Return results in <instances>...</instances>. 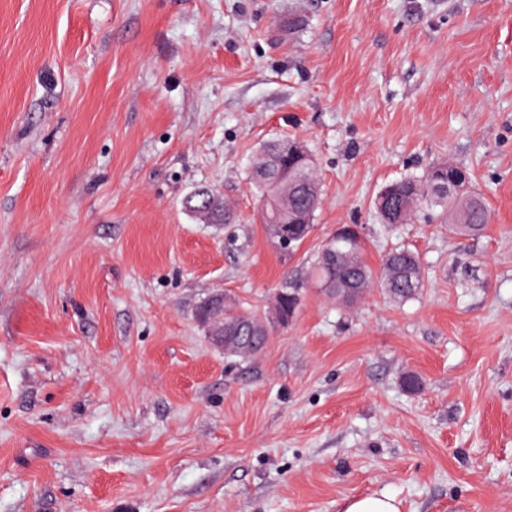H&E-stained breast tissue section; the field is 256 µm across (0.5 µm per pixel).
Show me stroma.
<instances>
[{"instance_id": "obj_1", "label": "stroma", "mask_w": 512, "mask_h": 512, "mask_svg": "<svg viewBox=\"0 0 512 512\" xmlns=\"http://www.w3.org/2000/svg\"><path fill=\"white\" fill-rule=\"evenodd\" d=\"M322 200L265 231L259 148ZM466 167L490 220L381 223L387 184ZM205 186L237 218L205 224ZM423 288L353 308L309 278L337 228ZM292 321L226 356L222 289ZM417 376L419 391L403 389ZM512 512V0H0V512ZM291 140L292 139L285 137L273 141L264 147L256 159L254 165L252 166L250 183L259 201V214L263 221L265 230H267V227L270 226V223L266 219V215H272L273 206L275 205L278 210L283 212L285 216V222L288 223L286 224L288 230V241L281 242L279 238L275 236H271V238L276 239L281 245L285 247L288 246L297 248L306 240V237L313 229L314 225L312 223L314 220L315 211L319 208L317 201L318 195L321 193V191L319 182V190L316 194H313L306 187L299 183L293 185L289 184L288 200H286V198L284 199L285 192L282 191V199L278 195V188L274 185V183L268 182L280 173L278 160L279 151L277 144H281L284 147L288 145V154H284L281 157L280 164L282 167H286L288 163V168H290L292 172H297L304 169L308 159L304 160L302 157H311L303 144L302 149L304 155L302 157L292 156L289 153V147L292 145L290 143ZM270 145L273 147L274 159H272L273 164L267 165L268 159L265 157V152L270 147ZM264 165L267 166L263 167ZM300 218H302V221L295 222ZM183 206L193 216L209 224H231L235 219L234 204L207 187L186 196ZM378 283L396 302L414 299L423 287L421 265L414 252L403 247L387 253ZM345 512H400L393 497L372 495L349 501Z\"/></svg>"}]
</instances>
